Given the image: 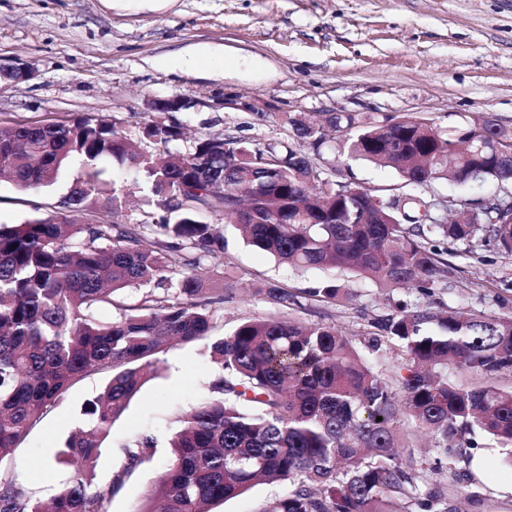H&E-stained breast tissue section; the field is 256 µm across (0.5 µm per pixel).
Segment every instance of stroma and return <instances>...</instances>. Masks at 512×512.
<instances>
[{"label":"stroma","mask_w":512,"mask_h":512,"mask_svg":"<svg viewBox=\"0 0 512 512\" xmlns=\"http://www.w3.org/2000/svg\"><path fill=\"white\" fill-rule=\"evenodd\" d=\"M20 61L31 79L0 83V122L66 121L106 117L130 135L154 119L153 99L179 96L188 109L166 114L181 124L185 153L194 138L222 133L250 143L288 141V116L319 120L328 112L394 121L406 115L440 127L489 112L512 127V0H0V61ZM337 181L401 194L398 174L348 155L336 143L322 151ZM66 184L23 191L0 179V224L45 214ZM512 193L487 180L437 181L424 196L477 203ZM222 264L206 277L231 274L232 295L218 313L217 334L247 317L276 315V305L246 293L245 285L277 281L302 291L325 279L320 270L296 273L247 246L223 223ZM481 260L448 258V285L432 295L389 290L337 273L353 293L342 306L298 310L306 322L336 324L356 338L369 364L391 374L401 360L397 344L367 347V321L406 301L421 308L452 307L512 315V258L485 247ZM216 370L206 342L171 346L154 376L130 400L104 443L96 479L109 481L126 465L123 446L142 431L159 442L154 459L135 468L112 499L111 512H134L157 479L181 411L195 405ZM107 375L75 384L51 408L15 453L0 462V477L35 498H47L74 473L52 459L80 425L81 407L98 395ZM422 464L420 491L438 489L445 504L432 512H512V467L493 441L436 458L428 435L403 428ZM475 473L476 483L465 479Z\"/></svg>","instance_id":"obj_1"}]
</instances>
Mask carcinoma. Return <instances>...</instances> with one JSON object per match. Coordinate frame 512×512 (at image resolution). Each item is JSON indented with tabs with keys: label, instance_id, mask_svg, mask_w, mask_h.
<instances>
[{
	"label": "carcinoma",
	"instance_id": "1",
	"mask_svg": "<svg viewBox=\"0 0 512 512\" xmlns=\"http://www.w3.org/2000/svg\"><path fill=\"white\" fill-rule=\"evenodd\" d=\"M288 126L292 144L226 151L217 134L182 157L169 145L183 127L161 119L139 128L140 140L155 146L147 153L102 117L0 126V178L20 189H50L71 160L81 162L54 210L0 224V462L77 382L111 375L55 455L56 464L76 468L73 479L47 501L0 480V512H111L125 476L152 461L157 444L141 433L125 447L124 470L97 484L103 441L172 341L210 340L218 370L207 396L179 418L171 456L135 512H213L262 480L293 489L259 512H403L402 501L418 491L406 420L442 455L473 448L471 436L485 434L512 467V390L489 382L512 370V316L398 302L364 332L372 349L384 339L402 348L388 380L335 325L293 316L305 297L349 300L346 286L328 280L302 296L267 282L253 293L279 315L215 336L224 289L198 275L224 255V235L202 213L231 219L241 206L243 239L297 272L339 269L429 295L447 287L448 255L460 244L473 259L486 245L511 258L512 211L494 206L437 223L421 213L420 194L389 203L330 180L316 156L331 131L350 155L390 167L412 186L511 181L512 128L489 112L446 130L422 118L379 123L353 112H328L319 123L290 114ZM106 158L142 176L155 197L143 223L116 220L126 192L100 179ZM130 289L140 291L134 305L122 301ZM100 307L119 314L101 322ZM450 369L479 381L450 383Z\"/></svg>",
	"mask_w": 512,
	"mask_h": 512
}]
</instances>
